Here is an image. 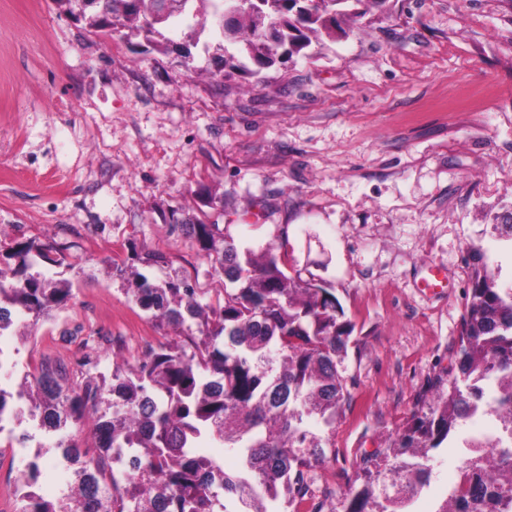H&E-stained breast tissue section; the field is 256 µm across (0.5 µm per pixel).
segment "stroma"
Instances as JSON below:
<instances>
[{"mask_svg": "<svg viewBox=\"0 0 512 512\" xmlns=\"http://www.w3.org/2000/svg\"><path fill=\"white\" fill-rule=\"evenodd\" d=\"M172 39L106 42L61 0H0V249L67 247L73 284L35 340L0 332V355L20 371L88 357L108 375L119 337L135 360L163 331L126 288L205 270L167 226L222 217L238 246H287L354 325L352 402L311 473L314 500H339L454 362L477 252L512 279V242L488 231L512 211V0H388L220 86L203 50L216 35ZM125 240L166 263L118 275ZM431 265L448 283L435 294L420 287ZM493 426L466 422L433 451L412 512H433L458 479L459 440ZM48 442L0 434V512H16L15 478Z\"/></svg>", "mask_w": 512, "mask_h": 512, "instance_id": "obj_1", "label": "stroma"}]
</instances>
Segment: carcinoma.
Wrapping results in <instances>:
<instances>
[{
	"instance_id": "obj_1",
	"label": "carcinoma",
	"mask_w": 512,
	"mask_h": 512,
	"mask_svg": "<svg viewBox=\"0 0 512 512\" xmlns=\"http://www.w3.org/2000/svg\"><path fill=\"white\" fill-rule=\"evenodd\" d=\"M105 41L144 34L169 48L167 30L187 23L199 38L218 27L224 68L258 74L309 47L311 36L341 28L348 0H247L236 23L224 10L237 0H60ZM279 26V39L265 30ZM206 259V282L177 274L128 289L130 300L176 335L149 344L134 362L112 361V383L80 364L73 373L44 356L13 388L0 385L2 423H31L58 435L52 448L65 459L66 491L54 500L36 494L38 460L17 478V512H409L413 496L430 483V452L454 440L480 400L475 381L497 375L495 414L512 436V286L499 269L474 266L458 340V360L437 378L424 407L412 412L387 448L363 460L361 484L340 505L314 502L311 471L325 463L337 418L350 405L342 353L354 326L336 297L301 273H288L280 252L240 251L229 225L170 224ZM14 267L0 268V332L27 319L32 338L39 321L72 296V284L30 269L42 261L64 265L62 249L19 246L6 252ZM218 281L221 287L212 288ZM93 426L81 446L67 434ZM202 448L236 453L241 467L223 464ZM499 456L490 489L476 488L486 457H473L453 493V512H512V447Z\"/></svg>"
}]
</instances>
